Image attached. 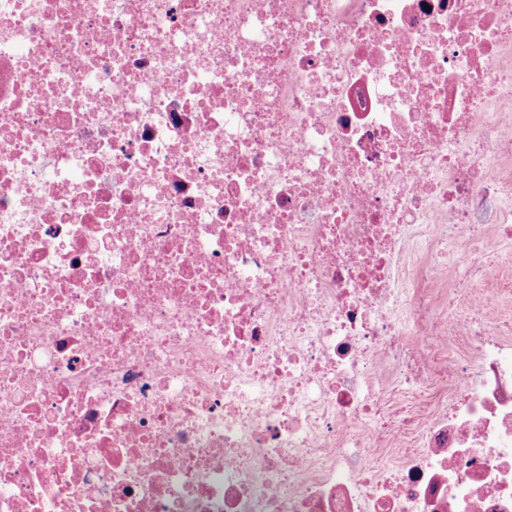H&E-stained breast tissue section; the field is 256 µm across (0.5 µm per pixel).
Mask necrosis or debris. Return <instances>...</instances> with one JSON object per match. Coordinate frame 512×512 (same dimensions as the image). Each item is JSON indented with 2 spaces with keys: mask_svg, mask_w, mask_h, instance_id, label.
Segmentation results:
<instances>
[{
  "mask_svg": "<svg viewBox=\"0 0 512 512\" xmlns=\"http://www.w3.org/2000/svg\"><path fill=\"white\" fill-rule=\"evenodd\" d=\"M505 250L512 0H0V512H512Z\"/></svg>",
  "mask_w": 512,
  "mask_h": 512,
  "instance_id": "1",
  "label": "necrosis or debris"
}]
</instances>
